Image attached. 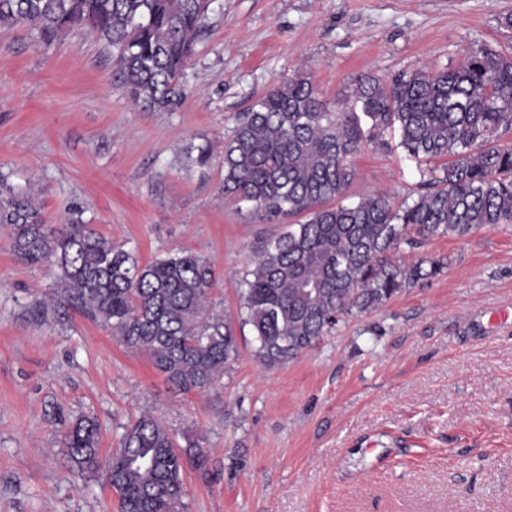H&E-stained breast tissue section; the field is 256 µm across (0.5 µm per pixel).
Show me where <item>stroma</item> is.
<instances>
[{"label":"stroma","mask_w":512,"mask_h":512,"mask_svg":"<svg viewBox=\"0 0 512 512\" xmlns=\"http://www.w3.org/2000/svg\"><path fill=\"white\" fill-rule=\"evenodd\" d=\"M512 0H213L178 108L146 112L83 29L51 43L0 33V175L35 191L44 223L78 217L141 262L209 259L211 299L236 319V283L261 238L286 230L225 198L224 142L274 85L307 71L327 102L357 76L458 63L471 43L512 52ZM210 149L196 164L194 147ZM349 200L416 195L396 148L352 160ZM442 273L348 318L285 364L250 331L221 383L175 391L149 360L53 295L0 227V512H109L104 476L79 477L66 420H97L111 453L150 413L187 448L182 512H512V230L437 237L403 254Z\"/></svg>","instance_id":"1"}]
</instances>
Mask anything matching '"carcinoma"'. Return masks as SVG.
I'll return each mask as SVG.
<instances>
[{"label": "carcinoma", "instance_id": "cac0c4a2", "mask_svg": "<svg viewBox=\"0 0 512 512\" xmlns=\"http://www.w3.org/2000/svg\"><path fill=\"white\" fill-rule=\"evenodd\" d=\"M207 12L199 0H0V29L27 27L44 40L86 29L112 49L128 98L145 112L168 111L183 99L180 75ZM336 103L334 112L311 76L297 74L224 142V194L268 221L304 217L261 242L238 282L239 326L250 327L267 366L441 274L436 261L405 265L401 249L512 227V144L501 142L512 130V55L475 43L455 66L358 76ZM392 138L408 157L436 162L422 172V191L399 205L383 194L344 203L351 159ZM0 226L10 228L16 258L55 263L59 299L146 353L174 389L209 390L239 357L233 322L210 304L217 276L207 258L179 252L142 263L78 220L44 224L30 190L1 176ZM62 445L81 473L99 474L94 419L77 418ZM184 468L174 436L142 414L112 452L107 484L119 512H179Z\"/></svg>", "mask_w": 512, "mask_h": 512}]
</instances>
